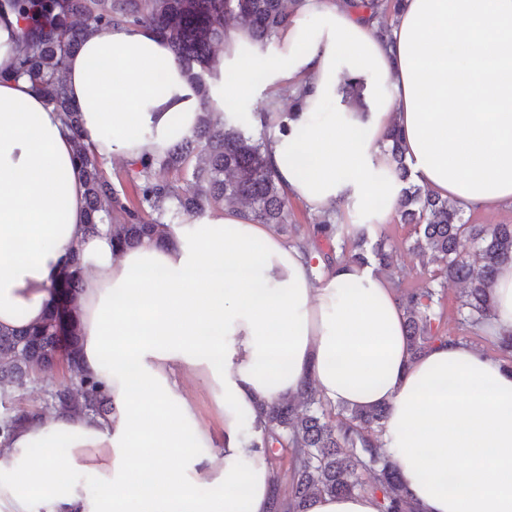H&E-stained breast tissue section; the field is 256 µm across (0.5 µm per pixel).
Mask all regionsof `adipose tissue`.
Here are the masks:
<instances>
[{
	"label": "adipose tissue",
	"mask_w": 512,
	"mask_h": 512,
	"mask_svg": "<svg viewBox=\"0 0 512 512\" xmlns=\"http://www.w3.org/2000/svg\"><path fill=\"white\" fill-rule=\"evenodd\" d=\"M18 19L0 14V328L40 322L60 271H82V373L114 415L55 412L0 436V512H273L276 476L241 434L257 402L313 384L324 402L388 403L383 449L419 512H512V368L455 339L409 360L404 311L386 277L288 245L234 208L170 241L123 253L86 225L85 187L64 119L13 77ZM264 57L228 29L224 99L306 89L266 157L290 199L384 223L377 185L389 124L420 181L466 211L512 202V0H405L385 38L331 0H296ZM86 145L145 161L195 128L198 99L145 26L93 29L64 72ZM364 90L347 105L344 78ZM489 335L512 334V262L492 285ZM222 414L202 425L180 380ZM95 475L89 492L81 477Z\"/></svg>",
	"instance_id": "ef3b65f1"
}]
</instances>
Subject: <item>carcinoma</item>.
<instances>
[{"mask_svg":"<svg viewBox=\"0 0 512 512\" xmlns=\"http://www.w3.org/2000/svg\"><path fill=\"white\" fill-rule=\"evenodd\" d=\"M403 0H338V4L377 21L379 37L388 25L387 12L398 13ZM294 0H0V12L18 18L14 74L26 78L34 91L63 113L78 146L77 159L85 178L88 231L111 224L118 249L146 241L163 243L176 227L228 205L241 210L255 224L278 230L289 223L288 197L268 164L265 140L255 136L251 124L227 101L219 107L223 81L216 49L224 46L228 22L247 31L264 46L275 39L291 14ZM145 25L162 38L179 63L187 83L200 99V119L162 155L143 162L134 171L136 203H124L107 177L104 160L82 143L81 118L67 95L64 69L94 26ZM383 140L393 163L391 173L401 185L393 211L399 222L412 227L408 250L438 263L431 277L435 285L409 288L399 297L405 313L404 336L410 357L417 359L431 346L447 339L441 331L442 303L449 285L462 286L459 311L462 321L480 327L491 319L490 288L498 267L512 261V224H469L448 199L410 183L400 128L388 127ZM174 172L155 177L156 168ZM368 225L352 229L324 218L313 238L296 242L322 258L320 271L338 261L370 265L358 251L367 239ZM380 268L397 264L384 243L373 251ZM81 268H65L54 286L56 303L43 321L22 330L0 329V396H6L46 373L62 359L78 381V388L51 393L52 407L61 411H90L104 417L109 400L79 369V297ZM388 406H327L312 384L301 394L275 403L260 402L255 417L242 425L261 431L266 455L281 450L290 460L288 498L278 512H304L314 495L346 496L370 492L379 498L380 512H417L408 497L396 464L382 448ZM369 474L370 485L362 481Z\"/></svg>","mask_w":512,"mask_h":512,"instance_id":"carcinoma-1","label":"carcinoma"}]
</instances>
